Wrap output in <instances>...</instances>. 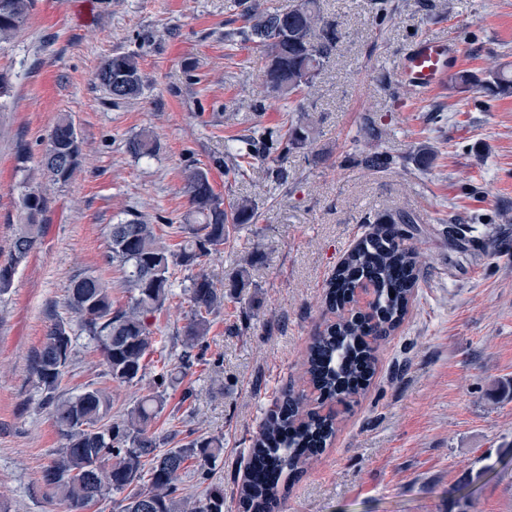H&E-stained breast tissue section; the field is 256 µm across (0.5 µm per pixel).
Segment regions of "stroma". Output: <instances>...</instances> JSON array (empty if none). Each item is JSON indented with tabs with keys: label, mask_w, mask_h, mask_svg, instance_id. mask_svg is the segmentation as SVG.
Masks as SVG:
<instances>
[{
	"label": "stroma",
	"mask_w": 512,
	"mask_h": 512,
	"mask_svg": "<svg viewBox=\"0 0 512 512\" xmlns=\"http://www.w3.org/2000/svg\"><path fill=\"white\" fill-rule=\"evenodd\" d=\"M320 4L338 41L305 95L314 140L282 158L284 186L258 160L242 175L225 172L230 156L248 152L246 135L291 120L264 97L260 54L241 42L244 20L230 0H33L26 23L0 43V264L24 221L23 196L36 188L46 199L43 242L0 294V512H58L41 475L61 439L32 376L53 319L72 328L60 391L107 389L114 420L145 394L146 383L110 379L65 299L72 277L86 273L126 304L124 276L105 259L108 228L139 215L168 246L180 243L189 167L207 170L225 202L258 205L256 224L232 234L205 270L219 279L242 257L258 259L247 287L228 289L211 315L191 365L180 360L189 270L171 267L169 308L153 320L149 373L180 370L154 431L224 442L208 473L193 465L181 474L184 496L220 489L224 512H242L249 438L280 392L301 385L307 345L328 317L327 280L368 232L366 216L408 212L423 256L412 306L382 344L367 393L280 512H512V96L488 102L451 79L420 94L397 76L422 38L458 44L460 69L512 71V0ZM117 50L136 57L144 88L115 106L94 74ZM64 114L80 141L77 169L64 183L28 179ZM145 129L159 150L138 160L126 144ZM424 144L436 152L429 168L400 166ZM373 145L397 166L366 169Z\"/></svg>",
	"instance_id": "35a3bbf8"
}]
</instances>
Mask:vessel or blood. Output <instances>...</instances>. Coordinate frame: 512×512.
Masks as SVG:
<instances>
[{
  "label": "vessel or blood",
  "mask_w": 512,
  "mask_h": 512,
  "mask_svg": "<svg viewBox=\"0 0 512 512\" xmlns=\"http://www.w3.org/2000/svg\"><path fill=\"white\" fill-rule=\"evenodd\" d=\"M460 49L429 39L419 41L402 59L401 79L419 91H432L442 86L458 66Z\"/></svg>",
  "instance_id": "vessel-or-blood-1"
}]
</instances>
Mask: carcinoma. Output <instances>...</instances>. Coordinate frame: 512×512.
Here are the masks:
<instances>
[{"instance_id":"1","label":"carcinoma","mask_w":512,"mask_h":512,"mask_svg":"<svg viewBox=\"0 0 512 512\" xmlns=\"http://www.w3.org/2000/svg\"><path fill=\"white\" fill-rule=\"evenodd\" d=\"M246 22L241 31L262 53L263 92L275 100H290L313 85L324 63L336 48L335 23L326 19L320 0H300L288 10L264 8L260 0H236ZM32 0H0V42L10 40L26 21ZM95 80L119 104L141 95L143 78L139 63L129 53L114 52L95 72ZM455 81L478 86L495 99L512 96V73L503 70L481 77L463 71ZM288 129L282 135L267 131L253 137L257 158L266 161L274 152L286 156L304 150L313 141L307 109L297 104ZM48 144L64 157L60 169L41 159L37 171L56 182H67L80 155L73 123L60 118L48 135ZM132 157H151L158 145L153 134L142 131L126 145ZM362 163L370 169H389L393 156L377 148L365 153ZM184 192L190 204V220L178 227L183 240L176 251L157 237L154 225L140 216L113 224L109 231L107 262L125 274L129 293L123 307H114L110 288L91 274L71 280L66 305L79 326L99 351L112 381L136 385L146 376L147 357L153 344L152 319L172 296L169 266L192 270L212 252L224 247L230 234L257 220L255 203L243 198L225 204L215 192L208 172L200 168L183 173ZM44 196L32 191L25 198V223L10 242V259L0 264V293L8 290L18 267L41 242ZM365 223L373 225L336 268L327 293V321L311 340L305 361V376L311 399L301 390L284 392L276 416L252 439L251 454L264 459L276 475L272 482L251 478L239 487L244 512H273L288 493V481L298 478L310 459L336 436L339 411L333 404L354 402L364 394L363 365L374 374L381 341L403 322L420 279V252L412 243L414 218L405 212L375 214ZM191 304L184 326L183 363L192 351L203 347L210 329L209 316L224 306V284L203 270L186 287ZM70 335L63 322L50 325L38 350L33 374L62 437L59 456L43 472L51 501L62 512H82L110 494H124L116 512H223L224 493L210 492L203 499L180 496L178 486L187 462L203 467L223 451L218 437L193 435L173 448L150 432L152 420L163 409L168 385L177 380L169 370L153 382L150 393L137 400L126 415L109 419L110 394L102 388L78 393L58 391L70 356L59 360L60 337Z\"/></svg>"}]
</instances>
